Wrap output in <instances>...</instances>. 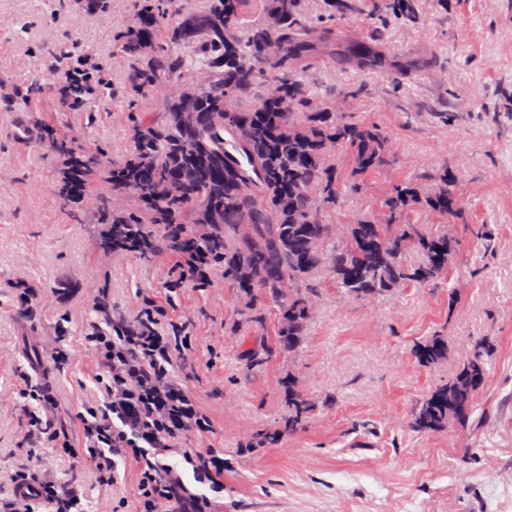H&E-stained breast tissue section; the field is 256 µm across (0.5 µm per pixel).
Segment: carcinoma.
Here are the masks:
<instances>
[{
    "label": "carcinoma",
    "mask_w": 512,
    "mask_h": 512,
    "mask_svg": "<svg viewBox=\"0 0 512 512\" xmlns=\"http://www.w3.org/2000/svg\"><path fill=\"white\" fill-rule=\"evenodd\" d=\"M250 2L143 4L133 24L116 37L127 64L124 95L133 120L128 153L110 159L56 131L47 147L69 161L59 173L64 202L83 200L106 182L128 193L124 209L102 203L94 211V223L101 225L100 250L110 252L139 237L148 244L144 255H207L239 299L229 332L239 336L263 326L265 307L274 304L280 312L274 344L292 355L315 313L309 296L322 298L321 275L360 299L434 284L447 275L457 247L450 226L424 231L401 223V217L415 207L455 217L461 201L455 176L444 167L426 190L414 183L393 187L382 202L385 222L358 216L347 224L348 242L339 244L336 225L326 217L339 204L340 158L349 157L353 176L371 172L386 162L389 137L327 107L310 110L313 95L297 71L318 56L380 68L382 34L376 30L359 40L336 35V13L358 10V0H322L324 13L316 18L307 0H259L263 20L243 33L240 21ZM271 40L281 45L277 57L265 54ZM200 69L211 72L213 83L198 91V120L189 126L169 87ZM271 79L281 82L279 98L265 94ZM143 98L155 111L138 109ZM226 127L258 171V183L228 158ZM308 183L319 187L318 196L307 194ZM473 351L454 375L470 378L471 391L455 397L448 394V383L437 385L414 409V429L438 431L452 420L470 419L474 394L486 376L481 343ZM413 353L424 366L440 365L448 360V339L429 336L414 344ZM270 357V347L261 343L246 353L245 368L262 367ZM282 386L288 407L284 427L293 432L310 418L314 404L293 378L283 379Z\"/></svg>",
    "instance_id": "1"
}]
</instances>
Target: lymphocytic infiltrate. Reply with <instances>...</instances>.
I'll list each match as a JSON object with an SVG mask.
<instances>
[{
    "mask_svg": "<svg viewBox=\"0 0 512 512\" xmlns=\"http://www.w3.org/2000/svg\"><path fill=\"white\" fill-rule=\"evenodd\" d=\"M66 81L79 91L67 108L81 111L86 94L108 80L98 62L70 51ZM163 307L147 302L146 327H129L122 338L93 322L83 341L105 368L97 379L102 394L79 413L80 433L71 439L56 428L47 411L54 397L46 384L28 383L21 395L30 403L26 438L48 442L73 460L90 457L103 479H116L121 464L135 462L138 470L137 512H215L214 501L185 483L177 464L168 461L170 448L186 435L212 432L211 417L196 403L168 368L192 349L189 336L169 335L161 326ZM14 490L0 500V512H81L78 488L41 480L21 471L11 476Z\"/></svg>",
    "mask_w": 512,
    "mask_h": 512,
    "instance_id": "f902f5d3",
    "label": "lymphocytic infiltrate"
}]
</instances>
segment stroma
Returning <instances> with one entry per match:
<instances>
[{
    "mask_svg": "<svg viewBox=\"0 0 512 512\" xmlns=\"http://www.w3.org/2000/svg\"><path fill=\"white\" fill-rule=\"evenodd\" d=\"M415 4V19L384 25L386 55L417 64L407 77L327 58L298 75L316 100L378 125L395 145L389 163L364 176L362 190L342 177L329 223L377 214L388 186L422 182L446 167L457 178L461 216L413 208L404 221L428 229L452 224L458 250L450 275L379 302L337 296L324 282L302 348L249 371L243 358L257 338L228 333L237 301L223 272L209 288L169 292L173 256L101 253L99 225L73 218L56 194L62 161L44 149L48 127L116 158L129 146L130 117L119 94L126 65L114 37L131 24L139 0H112L102 12L75 0H0V495L10 496L9 477L22 464L39 478L78 486L84 512H136L135 465L109 484L90 458L72 464L24 438L27 404L19 392L26 377H45L61 423L97 400L103 368L82 336L100 320L104 292L113 317L134 319L151 299L186 326L194 351L173 375L214 429L187 435L170 459L188 473L183 451H223L217 512H512V0ZM73 43L104 66L114 90L81 112L61 110L51 69ZM36 73L46 93L14 97ZM20 280L38 290L26 315L12 288ZM61 322L72 357L58 369L50 354ZM433 334L447 337L451 353L426 367L412 346ZM480 339L487 375L470 421L413 431L417 402L451 379L460 355ZM290 373L315 404L293 433L282 428L281 381Z\"/></svg>",
    "mask_w": 512,
    "mask_h": 512,
    "instance_id": "1",
    "label": "stroma"
}]
</instances>
